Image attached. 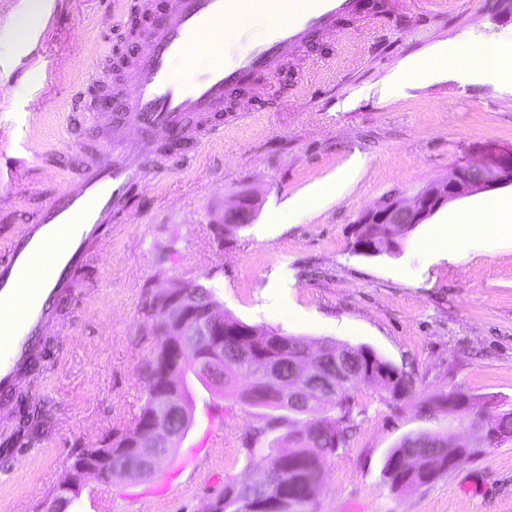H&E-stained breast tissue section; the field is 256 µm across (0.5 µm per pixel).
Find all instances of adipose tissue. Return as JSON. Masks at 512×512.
<instances>
[{"mask_svg": "<svg viewBox=\"0 0 512 512\" xmlns=\"http://www.w3.org/2000/svg\"><path fill=\"white\" fill-rule=\"evenodd\" d=\"M490 70L502 74L512 87V30L489 46L471 41L435 46L430 54L406 59L401 75L428 79L449 71L467 80ZM505 236H512V200L496 205L488 218L478 212L449 217L447 223L432 228L426 245L431 260L454 261L460 242L483 244Z\"/></svg>", "mask_w": 512, "mask_h": 512, "instance_id": "obj_1", "label": "adipose tissue"}]
</instances>
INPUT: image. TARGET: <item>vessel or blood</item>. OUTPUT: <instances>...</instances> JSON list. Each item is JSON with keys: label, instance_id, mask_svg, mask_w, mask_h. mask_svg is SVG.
Here are the masks:
<instances>
[{"label": "vessel or blood", "instance_id": "1", "mask_svg": "<svg viewBox=\"0 0 512 512\" xmlns=\"http://www.w3.org/2000/svg\"><path fill=\"white\" fill-rule=\"evenodd\" d=\"M356 8V0H164L157 15L144 0L147 33L111 88L134 149L118 145L81 161L79 178L50 193L0 251V392L17 386L20 365L55 328L57 306L77 297L73 273L105 227L136 208L161 145L219 134L207 118L233 89L273 79L311 31ZM253 24L262 39L225 61V47Z\"/></svg>", "mask_w": 512, "mask_h": 512}]
</instances>
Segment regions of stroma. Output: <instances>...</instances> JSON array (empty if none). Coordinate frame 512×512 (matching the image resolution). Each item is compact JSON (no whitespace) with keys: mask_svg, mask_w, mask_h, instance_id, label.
Listing matches in <instances>:
<instances>
[{"mask_svg":"<svg viewBox=\"0 0 512 512\" xmlns=\"http://www.w3.org/2000/svg\"><path fill=\"white\" fill-rule=\"evenodd\" d=\"M23 0H0V150L25 140L32 153L16 173L25 191L0 219V246L35 215L45 192L76 178L77 154L108 151L90 136L89 83L131 45L135 0H46L30 35L39 51L4 35ZM332 31L309 34L272 80L251 87L258 111L224 107L221 134L187 142L174 172L146 187L136 212L112 233L85 278L99 290L86 306L67 302L59 333L29 386L53 410L51 432L0 468V512H42L75 447L100 445L114 427H132L144 403L142 364L156 337L149 296L171 285L210 288L243 322L310 342L365 346L407 372L412 393L381 400L354 394L356 427L326 459L317 512H512V439L489 444L469 417L426 410L430 397L463 391L486 413L512 410V237L487 251L461 244L456 262H430L423 238L448 215L512 196V187L444 205L374 256L354 249L358 215L386 196L409 197L462 164L512 152V94L496 78L413 81L384 100L377 88L410 55L469 34L487 43L512 26V0H359ZM53 72L51 85L41 81ZM362 163L337 196L273 224L274 208ZM255 216L224 236V212L238 197ZM300 309L273 313V302ZM192 426L150 475L94 483L66 512H197L225 482L258 479L263 465L247 439L260 411L192 382ZM455 430L477 448L466 464L413 490L383 478L404 437Z\"/></svg>","mask_w":512,"mask_h":512,"instance_id":"obj_1","label":"stroma"}]
</instances>
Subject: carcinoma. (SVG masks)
<instances>
[{
    "instance_id": "1",
    "label": "carcinoma",
    "mask_w": 512,
    "mask_h": 512,
    "mask_svg": "<svg viewBox=\"0 0 512 512\" xmlns=\"http://www.w3.org/2000/svg\"><path fill=\"white\" fill-rule=\"evenodd\" d=\"M214 304L216 300L211 290L195 289L194 306L197 310L205 313ZM165 305V295L162 294L154 296L149 306L157 312L159 320L155 329L156 345L142 370L146 399L133 427L115 430L108 435L112 439V470L121 472L137 468L139 455L136 447L155 410L178 400L183 403V408L193 409L188 375H193L206 387L208 383L201 377L204 366L222 360L224 394L252 408L288 411L286 415L268 416L266 427L252 434L248 448L250 454L256 453L265 461V468L274 474V483L256 484L245 489L233 482L224 484L211 497L213 501L224 502L223 512H242L243 502L250 504L252 512H316L314 497L322 480L325 461L344 443L347 429L354 426L353 391L365 385L394 402L402 401L412 392L410 377L374 351L323 341L319 346L321 360L315 364L316 368L326 367L343 356L358 373L343 385L332 407H327L312 395L304 408L294 409L279 395L284 386L263 382L258 372L262 358L275 356L280 358L285 374H292L291 354L293 350L309 345L308 340L288 336L272 328L248 325L226 312L219 323L224 334H218L215 329L210 332V349L191 350L189 357L180 360L176 350L194 342V337L186 336L182 330L173 327L168 321ZM241 377L250 379L245 388L238 387ZM28 410L31 419L22 438L16 442L0 443L1 462H7L20 447L52 429L50 409L32 403ZM470 414L487 431L490 441L500 442L504 436H512V411L485 414L472 410ZM279 429L283 433L268 437L269 433ZM437 453V444L428 434L419 433L402 439L390 450L384 464V475L390 489L401 491L414 485H425L447 472L445 465L418 469L412 461L415 455L432 463Z\"/></svg>"
}]
</instances>
